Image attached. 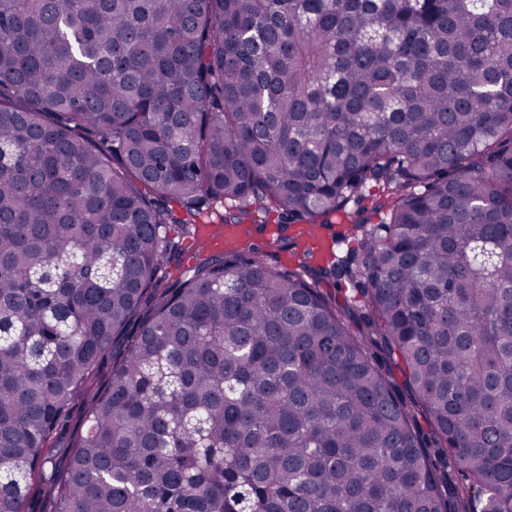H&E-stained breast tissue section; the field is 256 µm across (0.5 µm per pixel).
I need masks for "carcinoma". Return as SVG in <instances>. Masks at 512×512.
<instances>
[{"label":"carcinoma","instance_id":"obj_1","mask_svg":"<svg viewBox=\"0 0 512 512\" xmlns=\"http://www.w3.org/2000/svg\"><path fill=\"white\" fill-rule=\"evenodd\" d=\"M83 396L54 512H512V0H0V512ZM200 220V223L195 224V235L193 239H188L185 246H191L194 239L200 237V231L203 226L211 225V237H218L220 234V227H223V240L217 244L208 239L209 247L202 252L205 256H208L216 251L224 250L228 248H239L244 249L251 246H259L262 250H266L264 243L269 238L278 236L280 238V246L275 249H271L270 253L266 257L267 262L279 268H288L295 265L294 253L303 249H309L311 252L313 248L310 242L300 236V231L308 230L307 228L315 227L310 230H317L325 240L333 241L332 253L336 255V258L349 257L351 248L355 245L352 237V225L347 220H333V224H293L286 228L279 229L277 223V215H273L269 224L261 228L254 224H236L240 228L237 229V234L234 239L225 240L224 237V226L221 219L224 215V204L215 202L210 205ZM278 226V230H277ZM274 228V230H272ZM350 228V231H349ZM198 236V237H197ZM314 252V251H313ZM312 252L313 258L311 264H324L323 259H319Z\"/></svg>","mask_w":512,"mask_h":512}]
</instances>
